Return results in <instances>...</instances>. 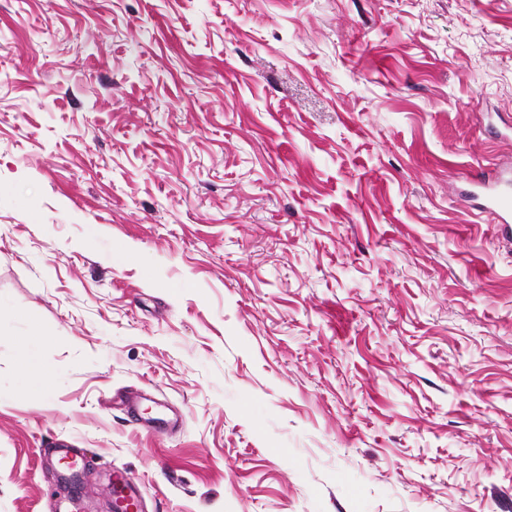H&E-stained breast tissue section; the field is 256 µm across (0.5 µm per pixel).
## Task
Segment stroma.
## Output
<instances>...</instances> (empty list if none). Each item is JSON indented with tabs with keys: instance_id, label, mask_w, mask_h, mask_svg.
<instances>
[{
	"instance_id": "35a3bbf8",
	"label": "stroma",
	"mask_w": 512,
	"mask_h": 512,
	"mask_svg": "<svg viewBox=\"0 0 512 512\" xmlns=\"http://www.w3.org/2000/svg\"><path fill=\"white\" fill-rule=\"evenodd\" d=\"M507 123L512 0H0V512L61 445L95 512H512V245L457 197Z\"/></svg>"
}]
</instances>
